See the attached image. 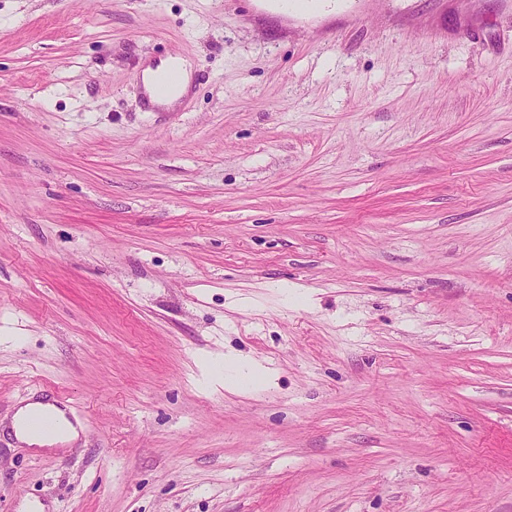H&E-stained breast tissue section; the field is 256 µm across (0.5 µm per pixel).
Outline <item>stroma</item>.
<instances>
[{
    "instance_id": "stroma-1",
    "label": "stroma",
    "mask_w": 512,
    "mask_h": 512,
    "mask_svg": "<svg viewBox=\"0 0 512 512\" xmlns=\"http://www.w3.org/2000/svg\"><path fill=\"white\" fill-rule=\"evenodd\" d=\"M267 2L0 0V512H512V0ZM170 72L177 76L176 84L173 87L172 94L168 96H159L156 93V82L164 78ZM192 71L189 65L180 57H172L162 62L156 67L147 66L143 71V85L150 101L160 106H171L177 102L187 91L191 82ZM224 367L225 370L235 369V375H229V378L224 379V388H234L240 389L246 386V382L244 381V376L241 377V369H246V375H252L256 377H260L262 380L269 379V373L266 369L256 363H244L240 358L228 354L226 357L224 356ZM241 378V379H240ZM46 412L55 416L60 424V430L56 437L48 439L42 436L33 435L25 432L21 428V421L31 413ZM13 430L16 438L32 446H44L54 442H73L78 439L79 431L75 424L66 416L65 412L52 404L41 402L27 403L17 411Z\"/></svg>"
}]
</instances>
